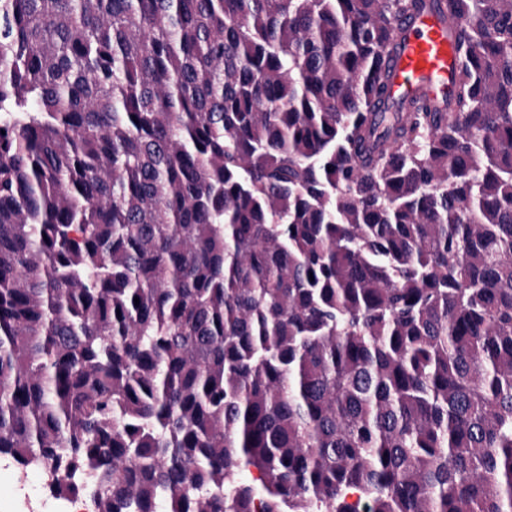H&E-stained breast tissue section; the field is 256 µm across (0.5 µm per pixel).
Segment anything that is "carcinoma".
<instances>
[{"label":"carcinoma","mask_w":512,"mask_h":512,"mask_svg":"<svg viewBox=\"0 0 512 512\" xmlns=\"http://www.w3.org/2000/svg\"><path fill=\"white\" fill-rule=\"evenodd\" d=\"M432 5L448 107L390 112ZM1 457L96 512H512V0H0Z\"/></svg>","instance_id":"cac0c4a2"}]
</instances>
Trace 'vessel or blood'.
Returning a JSON list of instances; mask_svg holds the SVG:
<instances>
[{
	"label": "vessel or blood",
	"mask_w": 512,
	"mask_h": 512,
	"mask_svg": "<svg viewBox=\"0 0 512 512\" xmlns=\"http://www.w3.org/2000/svg\"><path fill=\"white\" fill-rule=\"evenodd\" d=\"M400 48L391 61V103L419 93L446 102L457 64V46L445 14L428 9L403 20L394 32Z\"/></svg>",
	"instance_id": "b4317fda"
}]
</instances>
